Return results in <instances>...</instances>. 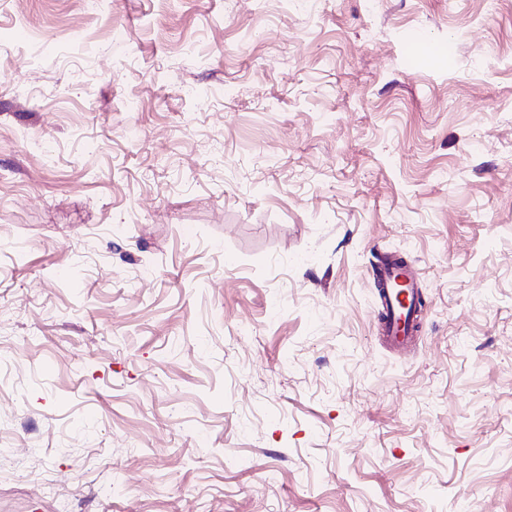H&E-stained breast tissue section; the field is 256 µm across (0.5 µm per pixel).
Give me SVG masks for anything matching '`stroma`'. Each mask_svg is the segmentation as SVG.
Listing matches in <instances>:
<instances>
[{
  "label": "stroma",
  "mask_w": 512,
  "mask_h": 512,
  "mask_svg": "<svg viewBox=\"0 0 512 512\" xmlns=\"http://www.w3.org/2000/svg\"><path fill=\"white\" fill-rule=\"evenodd\" d=\"M62 499L512 512V0H0V512ZM382 281L381 284L388 286L378 291L379 300L383 310L385 311V319L382 322V331L386 335L387 342L393 347H399L407 343L410 338V333L414 326V312L411 313L409 320L407 319V311L401 310L399 304L395 299V294L390 286L397 281L398 277H407L409 284V291L412 288H417L416 282L411 274L403 267L394 264V261L389 260L381 267ZM403 313V314H402ZM406 315L405 328L400 326V317Z\"/></svg>",
  "instance_id": "stroma-1"
}]
</instances>
